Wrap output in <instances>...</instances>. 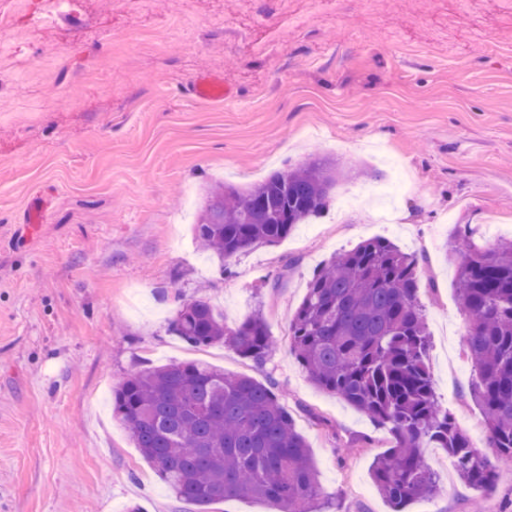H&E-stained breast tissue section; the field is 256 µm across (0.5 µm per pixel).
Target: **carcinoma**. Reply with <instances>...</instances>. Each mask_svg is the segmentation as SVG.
Segmentation results:
<instances>
[{
    "label": "carcinoma",
    "instance_id": "carcinoma-1",
    "mask_svg": "<svg viewBox=\"0 0 512 512\" xmlns=\"http://www.w3.org/2000/svg\"><path fill=\"white\" fill-rule=\"evenodd\" d=\"M335 186L320 157L248 189L221 184L208 192L193 238L221 264L254 243L277 244L320 215ZM463 240L456 284L469 317L470 394L494 457L471 446L436 395L416 256L386 238L333 256L289 325V346L310 380L391 435L372 477L393 512L436 491L423 448L444 449L463 483L483 492L494 487L498 463L512 464V239L493 251L472 229ZM174 331L193 347L222 345L257 364L271 350L263 314L230 327L205 296L181 307ZM112 412L172 496L196 512L235 497L267 502L273 512L324 508L309 446L272 382L204 362L171 363L129 375L112 390Z\"/></svg>",
    "mask_w": 512,
    "mask_h": 512
}]
</instances>
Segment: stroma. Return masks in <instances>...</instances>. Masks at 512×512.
Instances as JSON below:
<instances>
[{
  "label": "stroma",
  "mask_w": 512,
  "mask_h": 512,
  "mask_svg": "<svg viewBox=\"0 0 512 512\" xmlns=\"http://www.w3.org/2000/svg\"><path fill=\"white\" fill-rule=\"evenodd\" d=\"M223 79L225 101L192 80ZM313 157L345 177L328 210L222 273L191 227L211 185L249 187ZM41 197L44 223L29 224ZM512 239V12L501 0H26L0 31V512H195L108 404L130 374L204 361L274 383L327 512H391L371 480L391 436L312 384L288 326L314 271L374 237L419 259L435 392L491 456L456 298L464 225ZM208 296L262 313L264 363L171 330ZM406 512H512V466L475 493L443 449Z\"/></svg>",
  "instance_id": "stroma-1"
}]
</instances>
